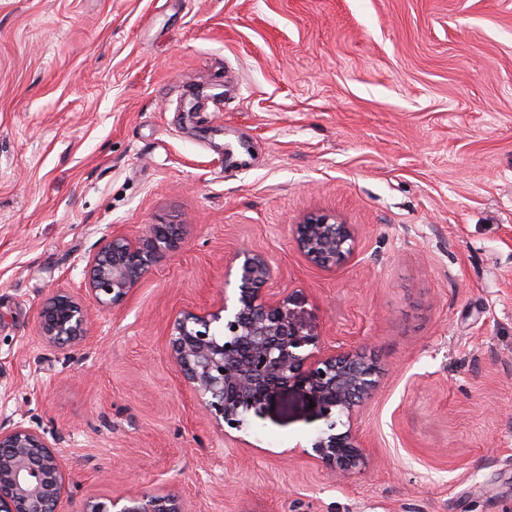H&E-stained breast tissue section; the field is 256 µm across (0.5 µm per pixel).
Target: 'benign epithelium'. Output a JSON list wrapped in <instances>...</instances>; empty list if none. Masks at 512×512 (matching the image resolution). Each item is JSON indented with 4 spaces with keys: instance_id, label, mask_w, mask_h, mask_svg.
Listing matches in <instances>:
<instances>
[{
    "instance_id": "benign-epithelium-1",
    "label": "benign epithelium",
    "mask_w": 512,
    "mask_h": 512,
    "mask_svg": "<svg viewBox=\"0 0 512 512\" xmlns=\"http://www.w3.org/2000/svg\"><path fill=\"white\" fill-rule=\"evenodd\" d=\"M181 224H149L137 238L120 232L105 239L89 260L87 291L103 307L128 298L138 278L164 255L177 251ZM299 249L313 264L335 268L354 252L348 224L325 214L305 217L296 225ZM244 258L233 304L206 313L185 311L170 334L174 359L183 382L224 436L243 428L245 414L260 417L278 395L293 388L317 407L327 429L312 441L315 459L334 478L346 480L365 468L366 445L359 420L376 387L377 365L356 351L325 348L307 354L309 339L297 326L288 302L268 292L273 268L256 253ZM89 312L67 288H58L38 314V336L47 345L68 349L87 339ZM347 429L335 432V416ZM67 491L66 470L57 448L40 431L17 424L0 429V512H60ZM83 512H187L173 490L130 493L105 504L85 503Z\"/></svg>"
}]
</instances>
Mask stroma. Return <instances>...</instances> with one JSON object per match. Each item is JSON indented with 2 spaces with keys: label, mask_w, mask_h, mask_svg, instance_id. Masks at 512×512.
<instances>
[{
  "label": "stroma",
  "mask_w": 512,
  "mask_h": 512,
  "mask_svg": "<svg viewBox=\"0 0 512 512\" xmlns=\"http://www.w3.org/2000/svg\"><path fill=\"white\" fill-rule=\"evenodd\" d=\"M352 225L340 267L295 226ZM180 224L125 303L112 231ZM319 346L374 358L368 463L336 482L289 389L225 437L171 355L239 249ZM58 288L87 340L37 334ZM55 442L64 512L172 488L189 512H512V0H0V427Z\"/></svg>",
  "instance_id": "1"
}]
</instances>
